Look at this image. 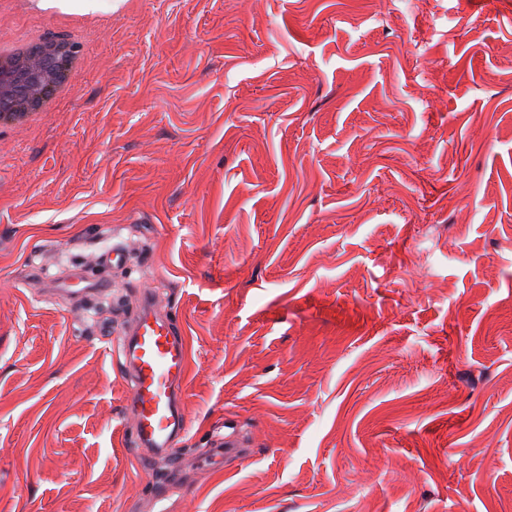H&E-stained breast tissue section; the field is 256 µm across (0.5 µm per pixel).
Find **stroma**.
<instances>
[{"label": "stroma", "mask_w": 512, "mask_h": 512, "mask_svg": "<svg viewBox=\"0 0 512 512\" xmlns=\"http://www.w3.org/2000/svg\"><path fill=\"white\" fill-rule=\"evenodd\" d=\"M486 4L0 0V38L85 45L0 127V512H512V0ZM78 275L109 292L54 295ZM155 288L189 360L161 475L96 327ZM228 422L246 453L211 465Z\"/></svg>", "instance_id": "obj_1"}]
</instances>
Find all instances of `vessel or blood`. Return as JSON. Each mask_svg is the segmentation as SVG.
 <instances>
[{"label":"vessel or blood","instance_id":"1","mask_svg":"<svg viewBox=\"0 0 512 512\" xmlns=\"http://www.w3.org/2000/svg\"><path fill=\"white\" fill-rule=\"evenodd\" d=\"M102 279L86 280L74 288L60 281L63 299H89L106 292ZM121 365L130 378L125 400L124 436L141 465L158 456L176 457L187 431L181 406L182 386L188 368L184 339L171 313L161 311L151 291H144L136 318L118 340Z\"/></svg>","mask_w":512,"mask_h":512}]
</instances>
